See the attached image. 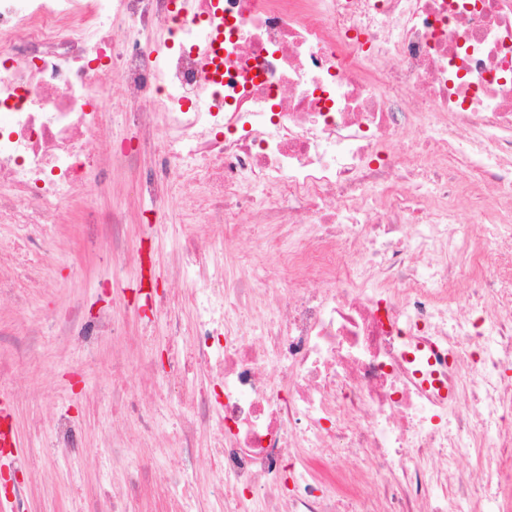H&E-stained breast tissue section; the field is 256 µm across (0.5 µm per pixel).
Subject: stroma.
Returning <instances> with one entry per match:
<instances>
[{"instance_id":"stroma-1","label":"stroma","mask_w":512,"mask_h":512,"mask_svg":"<svg viewBox=\"0 0 512 512\" xmlns=\"http://www.w3.org/2000/svg\"><path fill=\"white\" fill-rule=\"evenodd\" d=\"M100 176L108 190L98 195V210H128L129 239L149 249L137 262L114 267L103 243L111 230L85 223L83 195L74 198L66 223L34 230V237L55 242L50 254H29L34 287L20 299L0 294V402L8 406L15 444L12 455L0 457V512H112L125 469L144 453L134 421L113 415L124 390L151 400L150 376L168 367L163 341L169 318L162 311L138 315L142 278L151 275L153 285L167 292L197 270L183 259L174 206L158 209L133 195L120 168L104 166ZM73 305L85 320L108 313L115 334L90 341L79 328L55 329L58 313ZM174 410L170 404L154 412V475L127 502L128 512H170L185 480L197 497L210 493L209 453L182 463L176 458ZM62 417L79 435V450L63 449L56 428ZM178 470L179 482L172 478Z\"/></svg>"}]
</instances>
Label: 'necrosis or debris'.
I'll use <instances>...</instances> for the list:
<instances>
[{
    "label": "necrosis or debris",
    "instance_id": "1",
    "mask_svg": "<svg viewBox=\"0 0 512 512\" xmlns=\"http://www.w3.org/2000/svg\"><path fill=\"white\" fill-rule=\"evenodd\" d=\"M108 163L234 253L156 393L224 512H512V0H0V224Z\"/></svg>",
    "mask_w": 512,
    "mask_h": 512
}]
</instances>
